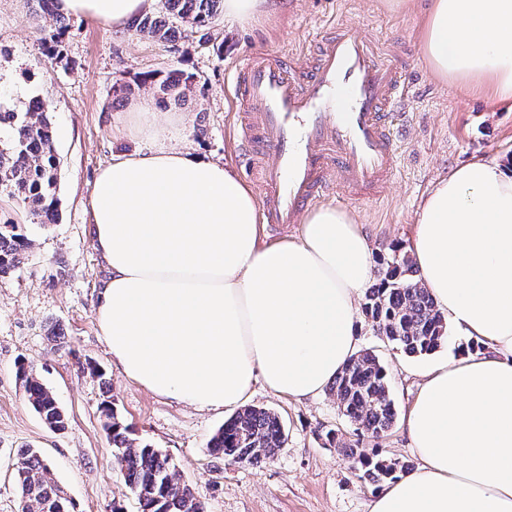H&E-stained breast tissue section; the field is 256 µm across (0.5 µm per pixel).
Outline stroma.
Instances as JSON below:
<instances>
[{
    "label": "stroma",
    "mask_w": 512,
    "mask_h": 512,
    "mask_svg": "<svg viewBox=\"0 0 512 512\" xmlns=\"http://www.w3.org/2000/svg\"><path fill=\"white\" fill-rule=\"evenodd\" d=\"M428 0L406 12L383 0H271L267 14L227 25L223 15L197 28L179 23L175 40L161 41L133 28L67 15L64 29L37 12L32 0H0V103L25 111L32 97L51 110L59 167V219L29 223L22 203L0 193V223L25 225L32 246L13 274L0 278V512H20L14 474L22 449L40 451L75 512H138L122 473L112 466L104 428V404L134 430L135 438L160 449L178 478L195 488L205 512H370L375 486L358 479L349 448L380 445L389 458L418 466L419 457L402 419L423 381L426 367L481 350L479 341L449 328L432 354L408 357L363 324L358 346L386 364L398 419L372 442L341 415L331 394L296 402L255 383L247 405L275 412L286 441L269 461L231 463L208 450L231 410L201 411L163 398L126 378L113 364L100 335L96 306L107 276L93 240L92 186L113 156L143 147L122 135L130 108L151 99L158 119L181 116L173 134L197 154L225 162L255 187L256 161L237 149L242 106L232 77L248 57H312L315 42L342 21L396 55L411 95L404 103L407 128L397 142L398 168L379 193L353 195L340 189L320 198L354 214L368 236L374 268L394 248L409 250L420 204L434 184L477 160L512 159V101L468 95L436 78L419 49L421 15ZM59 32L50 50L45 34ZM195 77L184 101L163 99L137 77H163L172 69ZM132 94H121L123 85ZM26 365L55 394L67 424L48 428L29 405L17 378ZM343 433L346 447L329 445L325 434Z\"/></svg>",
    "instance_id": "obj_1"
}]
</instances>
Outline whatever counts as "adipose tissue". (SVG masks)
<instances>
[{"instance_id":"adipose-tissue-1","label":"adipose tissue","mask_w":512,"mask_h":512,"mask_svg":"<svg viewBox=\"0 0 512 512\" xmlns=\"http://www.w3.org/2000/svg\"><path fill=\"white\" fill-rule=\"evenodd\" d=\"M152 3L60 8L123 28ZM419 41L438 79L512 99V0H429ZM134 112L149 145L101 168L91 199L113 362L200 409L238 405L258 380L297 401L321 395L357 351V298L374 279L360 224L323 207L296 238L265 243L232 170L177 147L148 102ZM411 247L436 306L483 350L426 371L404 420L420 464L371 512H512V169L475 161L439 180Z\"/></svg>"}]
</instances>
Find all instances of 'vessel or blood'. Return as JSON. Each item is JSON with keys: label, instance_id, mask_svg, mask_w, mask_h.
<instances>
[{"label": "vessel or blood", "instance_id": "b4317fda", "mask_svg": "<svg viewBox=\"0 0 512 512\" xmlns=\"http://www.w3.org/2000/svg\"><path fill=\"white\" fill-rule=\"evenodd\" d=\"M234 85L247 105L240 145L263 147L265 223H293L335 185L356 194L393 176L404 80L373 42L341 29L322 42L314 65L258 56L237 69Z\"/></svg>", "mask_w": 512, "mask_h": 512}]
</instances>
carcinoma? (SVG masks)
<instances>
[{
    "instance_id": "obj_1",
    "label": "carcinoma",
    "mask_w": 512,
    "mask_h": 512,
    "mask_svg": "<svg viewBox=\"0 0 512 512\" xmlns=\"http://www.w3.org/2000/svg\"><path fill=\"white\" fill-rule=\"evenodd\" d=\"M37 10L55 17L58 28L66 18L57 12V0H35ZM222 0H163L158 16L145 14L132 27L158 39L175 38L174 21L206 27ZM157 83L163 96H186L194 76L179 69L156 80L145 75L138 82ZM58 165L52 123L39 97L30 99L24 112L0 110V190L20 200L36 224H54L57 211ZM31 241L20 224H0V276L25 258ZM363 313L372 327L401 353L414 357L434 352L447 339V324L426 288L419 270L398 250L385 262L374 287L368 289ZM18 379L34 411L50 428L65 427V416L54 393L18 365ZM330 391L343 415L361 426L362 434L382 438L393 426L396 408L386 366L370 350L359 351L336 377ZM106 430L112 443L113 464L136 497L140 512H204L193 489L179 481L167 456L132 437V429L104 408ZM285 442L280 417L263 407L248 406L224 422L209 443V452L232 462L261 464L275 456ZM355 476L373 485L393 481L409 465L382 456V450L353 454ZM16 483L22 512H73L51 465L38 452L24 450L16 463Z\"/></svg>"
}]
</instances>
